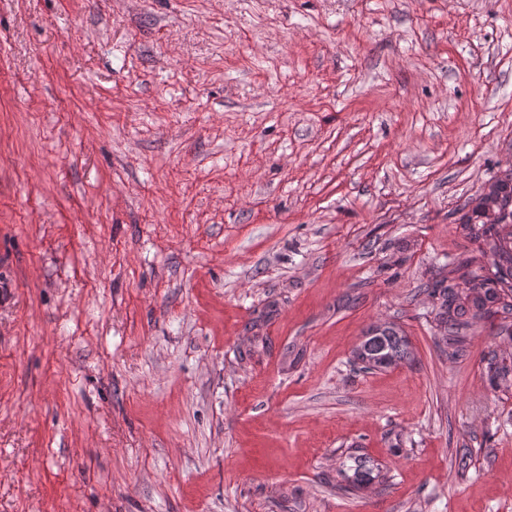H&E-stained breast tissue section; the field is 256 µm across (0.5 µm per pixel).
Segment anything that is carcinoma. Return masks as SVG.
<instances>
[{
	"label": "carcinoma",
	"mask_w": 512,
	"mask_h": 512,
	"mask_svg": "<svg viewBox=\"0 0 512 512\" xmlns=\"http://www.w3.org/2000/svg\"><path fill=\"white\" fill-rule=\"evenodd\" d=\"M495 190L469 201L460 218L461 235L478 244V254L457 261L448 275L427 285L436 299L435 320L448 337V353L456 354L477 321H498V334L512 338V230L484 221L490 209L505 214L512 226V170L495 176ZM412 359L408 337L401 327L384 323L370 327L355 351V360L372 370L391 368ZM493 384L512 380V361L495 350L484 355Z\"/></svg>",
	"instance_id": "carcinoma-1"
}]
</instances>
